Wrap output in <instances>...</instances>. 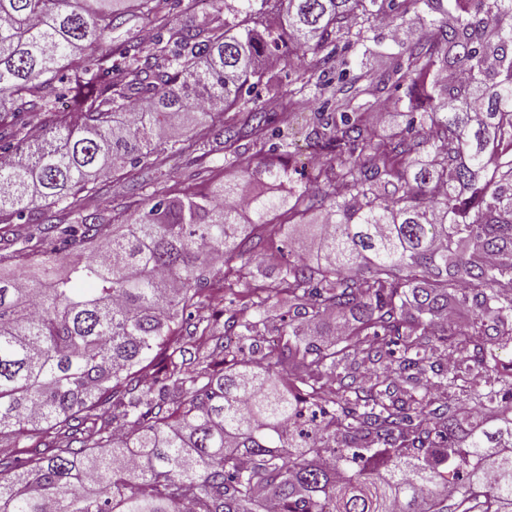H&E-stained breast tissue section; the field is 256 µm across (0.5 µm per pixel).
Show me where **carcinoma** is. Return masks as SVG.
<instances>
[{
  "instance_id": "1",
  "label": "carcinoma",
  "mask_w": 512,
  "mask_h": 512,
  "mask_svg": "<svg viewBox=\"0 0 512 512\" xmlns=\"http://www.w3.org/2000/svg\"><path fill=\"white\" fill-rule=\"evenodd\" d=\"M113 2L0 0V268L19 271L0 276V512H512V411L416 406L475 374L481 410L506 390L486 350L512 341V25L481 21L512 0H446L388 70L336 86L318 192L279 134L263 173L288 193L249 196L234 146L272 137L268 61L290 60L295 110L331 84L326 48L433 0H211L226 18L191 26L171 0ZM272 13L275 34L256 23ZM140 21L150 50L112 39ZM389 84L408 100L391 131L372 118ZM221 144L229 179L165 187L168 155ZM128 166L155 173L135 216L81 207ZM43 202L55 223L9 237ZM313 210L317 250L282 261L271 238ZM63 253L84 259L61 276ZM257 256L277 277L238 306ZM221 294L223 325H186ZM280 308L286 340L245 356Z\"/></svg>"
}]
</instances>
